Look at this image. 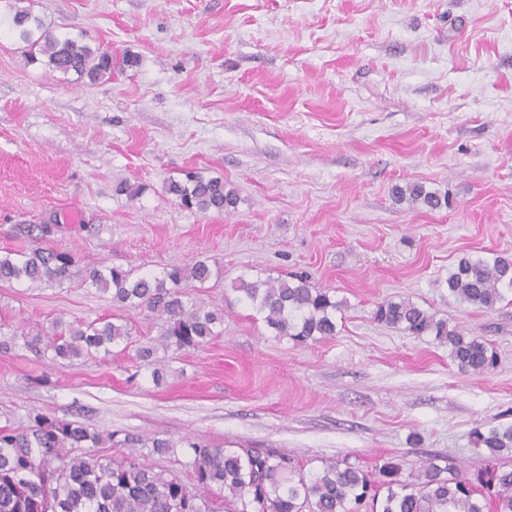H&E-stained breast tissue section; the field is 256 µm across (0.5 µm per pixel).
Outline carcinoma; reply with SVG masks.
<instances>
[{"label":"carcinoma","mask_w":512,"mask_h":512,"mask_svg":"<svg viewBox=\"0 0 512 512\" xmlns=\"http://www.w3.org/2000/svg\"><path fill=\"white\" fill-rule=\"evenodd\" d=\"M24 0L9 4L0 16L26 43L32 61L63 74L94 83L112 76V52L83 40L59 37ZM168 191L182 207L200 212L229 213L238 195L224 180L188 172L173 180ZM79 258L65 251L35 247L28 252L0 255V282H62ZM212 269L204 261L189 267L172 266L154 276H135L117 267L91 268V284L112 294L120 307H146L164 318L161 347L195 349L219 335L221 309L189 306L182 299V282L208 281ZM448 293L461 302L491 309L512 292V259L461 257L448 273ZM234 291L255 309L279 336L296 342L336 334V313L343 303L314 288L306 279H262L242 275ZM374 319L411 336H432L448 344L450 357L465 373L485 374L496 365L487 342L448 328V322L408 299L387 300ZM128 326L104 319L68 329V337L27 334L26 344L52 351V358H79L130 339ZM22 433L0 432V512H216L208 498L218 488L231 499L232 512H512V424L472 432L476 447L485 451L489 469L470 477L448 464L430 461L417 471L387 461L369 472L348 460L331 461L307 474L294 459L276 452L243 448H204L190 444L196 487L146 466L131 452L119 461L75 453L79 448L112 441L76 421L50 420L37 413Z\"/></svg>","instance_id":"1"}]
</instances>
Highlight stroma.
<instances>
[{
	"label": "stroma",
	"mask_w": 512,
	"mask_h": 512,
	"mask_svg": "<svg viewBox=\"0 0 512 512\" xmlns=\"http://www.w3.org/2000/svg\"><path fill=\"white\" fill-rule=\"evenodd\" d=\"M60 37L111 49L94 84L28 62L0 33V253L75 254L63 282H0V428L30 413L142 449L193 484L190 443L286 453L305 471L430 457L484 467L476 426L512 423V293L494 309L449 295L464 256L512 258V0H28ZM138 56L136 67L122 63ZM223 179L235 211L182 208L170 181ZM142 195L117 193L120 181ZM422 184L432 209L397 199ZM206 261L186 301L224 311L221 336L159 350L161 319L115 308L88 268L134 274ZM242 274L307 276L344 308L333 336L275 335L232 288ZM407 298L488 340L484 375L447 344L376 322ZM120 317L126 349L77 360L29 348L28 330ZM158 348L162 381L137 356Z\"/></svg>",
	"instance_id": "obj_1"
}]
</instances>
